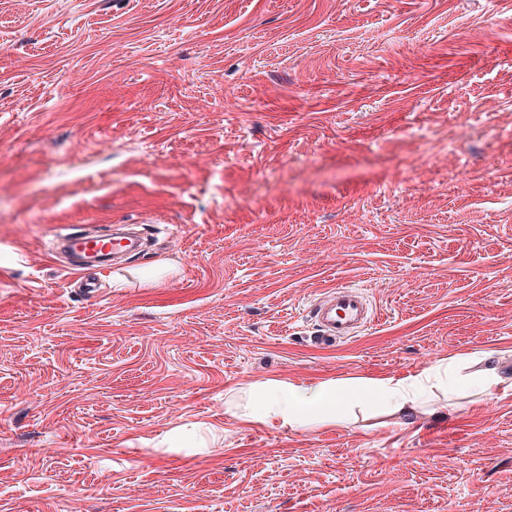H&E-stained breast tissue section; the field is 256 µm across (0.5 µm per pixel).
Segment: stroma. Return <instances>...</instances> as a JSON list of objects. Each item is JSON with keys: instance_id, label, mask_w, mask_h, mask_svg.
Masks as SVG:
<instances>
[{"instance_id": "1", "label": "stroma", "mask_w": 512, "mask_h": 512, "mask_svg": "<svg viewBox=\"0 0 512 512\" xmlns=\"http://www.w3.org/2000/svg\"><path fill=\"white\" fill-rule=\"evenodd\" d=\"M143 252L68 284L64 228ZM374 319L315 346L322 292ZM512 0H0V512H512ZM415 411L247 423L269 379ZM477 386L485 393L492 394L500 388H511L512 380L505 377L499 371L496 364L489 362L486 367L481 369L475 378ZM428 382L430 374L412 382L360 379L349 384L326 381L311 386L267 380L249 384L243 391L245 402H233L229 409L244 422L278 421L295 430H311L344 421L341 407L352 395L367 404L414 410L427 400Z\"/></svg>"}]
</instances>
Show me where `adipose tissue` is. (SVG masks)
<instances>
[{"instance_id":"obj_1","label":"adipose tissue","mask_w":512,"mask_h":512,"mask_svg":"<svg viewBox=\"0 0 512 512\" xmlns=\"http://www.w3.org/2000/svg\"><path fill=\"white\" fill-rule=\"evenodd\" d=\"M427 391V382L421 378L411 382L360 379L349 384L326 381L311 386L267 380L248 385L245 401L231 403L230 408L245 422L277 421L295 430H311L342 422L341 407L347 398L407 411L425 402Z\"/></svg>"}]
</instances>
